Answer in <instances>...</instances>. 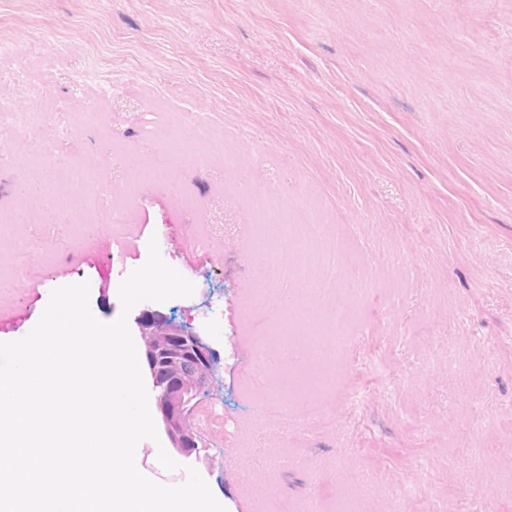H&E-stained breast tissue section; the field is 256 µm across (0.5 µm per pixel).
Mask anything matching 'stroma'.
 I'll use <instances>...</instances> for the list:
<instances>
[{"mask_svg":"<svg viewBox=\"0 0 512 512\" xmlns=\"http://www.w3.org/2000/svg\"><path fill=\"white\" fill-rule=\"evenodd\" d=\"M176 135L209 165L167 162ZM258 198L327 225L291 291L328 306L339 251L342 345L249 312L258 256L288 255ZM1 214L0 342L82 281L116 320L109 254L133 271L152 238L194 284L131 314L217 355L187 463L227 512H512V0H0ZM322 268L324 275L318 281L319 292L326 298L333 301L330 308L326 336L336 335V345H340L347 333L351 321V309L347 303L335 301L336 293V260L327 258L324 260Z\"/></svg>","mask_w":512,"mask_h":512,"instance_id":"obj_1","label":"stroma"}]
</instances>
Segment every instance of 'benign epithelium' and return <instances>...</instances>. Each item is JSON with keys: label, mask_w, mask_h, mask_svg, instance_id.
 <instances>
[{"label": "benign epithelium", "mask_w": 512, "mask_h": 512, "mask_svg": "<svg viewBox=\"0 0 512 512\" xmlns=\"http://www.w3.org/2000/svg\"><path fill=\"white\" fill-rule=\"evenodd\" d=\"M145 362L163 430L175 451L185 457L201 452L190 415L200 381L213 375L214 351L192 327L156 310L137 319Z\"/></svg>", "instance_id": "benign-epithelium-1"}]
</instances>
